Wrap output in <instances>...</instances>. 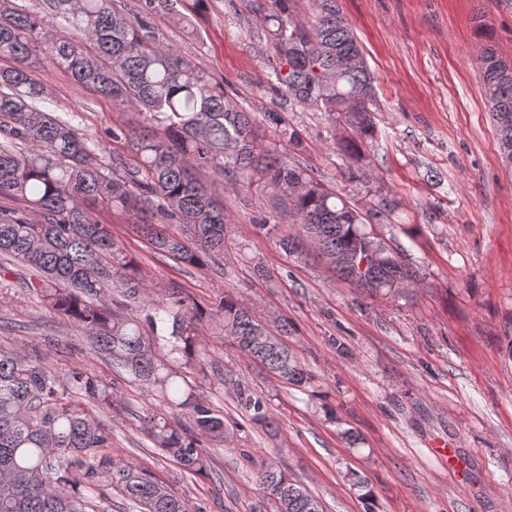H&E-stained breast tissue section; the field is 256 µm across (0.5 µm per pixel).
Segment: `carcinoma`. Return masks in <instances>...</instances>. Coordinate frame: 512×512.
I'll return each instance as SVG.
<instances>
[{"instance_id":"carcinoma-1","label":"carcinoma","mask_w":512,"mask_h":512,"mask_svg":"<svg viewBox=\"0 0 512 512\" xmlns=\"http://www.w3.org/2000/svg\"><path fill=\"white\" fill-rule=\"evenodd\" d=\"M117 2L41 0L39 10L19 11L11 0H0V57L14 62L0 69V137L12 144L0 149V198L23 204L20 210L0 207V260L35 271L25 288L49 314L84 329L92 345L171 413L189 415V431L150 412L143 423L159 452L200 474L207 471L202 441L224 440V417L200 398L171 355L185 365L200 362L198 325L217 320L248 362L300 387L308 372L283 341L288 319L275 317L271 329L232 295L201 306L172 287L165 300L154 299L136 260L86 202L134 208L138 233L180 266H222L231 235L224 206L193 172L209 169L233 189L257 184L270 190L295 223L256 228L293 255L313 246L358 291L392 298L417 284L419 272L373 227L398 202L368 212L310 171L272 156L255 118L232 103L223 84L194 58L157 42L148 19L171 14L190 28L208 0H138L132 14ZM312 7L309 25L293 20L290 0H270L263 10L273 74L289 103L316 106L351 130L333 146L357 166L375 134V77L339 0H312ZM54 24L70 34L47 35ZM477 32L485 41L479 64L486 101L502 162L512 169V61L497 53L485 25ZM38 59L113 104L145 114L150 127L132 140L131 159L114 156L105 164L99 143L43 105L44 86L28 71ZM171 223L178 232L168 231ZM116 282L144 316L110 307ZM166 323L171 344L163 354L157 339ZM235 394L251 423L273 424L267 401L249 385L236 383ZM112 403L108 383L88 370L62 374L46 358L0 348V512H101L94 493L108 478L139 512H194L189 499L152 474L116 461L104 465L101 451L112 447V431L96 409ZM255 478L278 512H324L284 469L260 463ZM354 480L365 512H375L368 480L358 472Z\"/></svg>"}]
</instances>
